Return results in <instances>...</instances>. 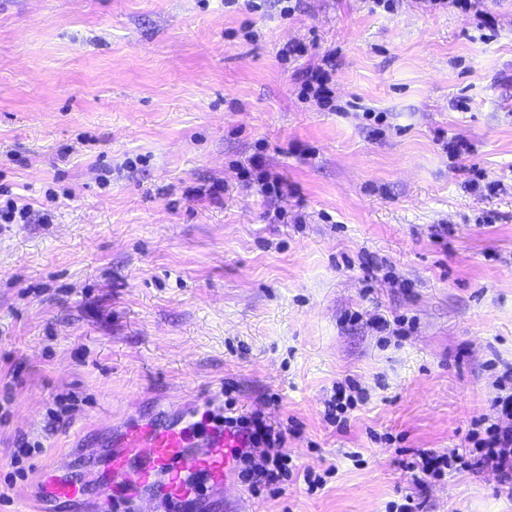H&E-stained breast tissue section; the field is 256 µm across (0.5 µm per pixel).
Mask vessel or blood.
I'll list each match as a JSON object with an SVG mask.
<instances>
[{
  "instance_id": "b4317fda",
  "label": "vessel or blood",
  "mask_w": 512,
  "mask_h": 512,
  "mask_svg": "<svg viewBox=\"0 0 512 512\" xmlns=\"http://www.w3.org/2000/svg\"><path fill=\"white\" fill-rule=\"evenodd\" d=\"M243 445L241 435L190 419L133 425L112 443L99 495L113 512H194L201 488L236 485L235 451ZM82 494V486L58 470L45 484L46 497L54 501Z\"/></svg>"
}]
</instances>
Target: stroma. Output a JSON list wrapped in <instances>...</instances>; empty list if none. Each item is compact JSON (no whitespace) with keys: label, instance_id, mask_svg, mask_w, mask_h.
I'll return each mask as SVG.
<instances>
[{"label":"stroma","instance_id":"stroma-1","mask_svg":"<svg viewBox=\"0 0 512 512\" xmlns=\"http://www.w3.org/2000/svg\"><path fill=\"white\" fill-rule=\"evenodd\" d=\"M487 5L481 29L451 0H300L285 19L0 0V194L32 208L0 223V512H42L57 463L87 494L51 512H109L114 432L206 421L227 386L326 483L230 488L202 512H387L405 495L512 512L492 471L419 487L405 469L465 448L512 366V0ZM289 43L304 51L285 60ZM329 52L331 108L298 95ZM450 138L473 153L450 157ZM256 155L293 195L242 178ZM397 316L404 335L370 325ZM348 379L365 399L340 433L324 409ZM22 438L36 449L16 480Z\"/></svg>","mask_w":512,"mask_h":512}]
</instances>
